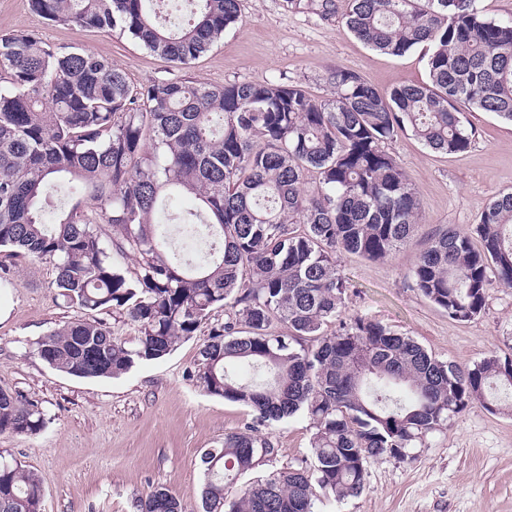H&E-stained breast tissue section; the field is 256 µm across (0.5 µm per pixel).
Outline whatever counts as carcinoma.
<instances>
[{"label": "carcinoma", "mask_w": 512, "mask_h": 512, "mask_svg": "<svg viewBox=\"0 0 512 512\" xmlns=\"http://www.w3.org/2000/svg\"><path fill=\"white\" fill-rule=\"evenodd\" d=\"M153 0H30L45 19L116 27L184 68L240 17L241 0H193L194 17L161 23ZM478 0H346L345 25L367 46L401 56L429 50V81L381 90L334 68L333 98L298 86L191 78L133 89L112 62L60 50L33 33L0 35V248L51 260L57 297L138 324L133 345L84 318L36 342L50 368L110 378L161 359L227 310L198 352L193 377L211 395L250 408L254 422L200 455L201 512H316L367 489L368 463L410 448L474 404L512 399V361L444 362L390 326L342 318L349 285L336 253L366 260L406 247L420 206L385 149L409 132L434 152L472 143L466 112L512 121V19H486ZM146 101L141 106L140 101ZM71 188L50 221L46 189ZM199 208L180 224L206 250L175 247L157 220L171 198ZM112 226L105 241L98 220ZM136 260L128 278L114 256ZM424 298L468 321L491 278L512 288V193L494 197L470 231L428 239L410 270ZM285 334L270 331L273 324ZM307 416L310 456L229 496L238 478L279 456L261 427ZM41 403L0 390V432L36 434ZM39 475L0 454V512H42ZM139 512H185L155 487Z\"/></svg>", "instance_id": "obj_1"}]
</instances>
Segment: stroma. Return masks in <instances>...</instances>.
<instances>
[{"label": "stroma", "mask_w": 512, "mask_h": 512, "mask_svg": "<svg viewBox=\"0 0 512 512\" xmlns=\"http://www.w3.org/2000/svg\"><path fill=\"white\" fill-rule=\"evenodd\" d=\"M319 2L242 0L237 23L184 70L130 35L52 23L29 0H0V35L34 32L51 45L94 53L122 69L136 89L187 76L213 86L292 84L324 100L334 95L326 79L334 67L380 88L426 82L422 48L401 57L373 50L345 28L344 0L330 14L320 12ZM465 119L475 136L462 154L434 152L406 133L387 143L418 193L422 224L392 258L342 253L338 268L350 284L346 315L382 321L441 360L473 366L493 355L512 359V288L491 284L481 314L459 322L409 277L431 235L448 225L471 229L494 195L512 192V122L490 112ZM1 265L12 276L0 283V307L8 311L0 319V389L38 399L45 426L36 434L0 432V453L39 474L43 512H137L138 500L157 486L168 488L186 512H198L202 450L252 420L248 408L207 394L192 376L223 309H214L192 339L163 359L112 378H77L51 369L34 351L39 337L82 316L57 300L54 264L2 251ZM269 433L280 449L277 466L308 455L309 418H291ZM413 454L406 462L371 461L364 494L323 500L317 512H512V412L471 406Z\"/></svg>", "instance_id": "obj_1"}]
</instances>
